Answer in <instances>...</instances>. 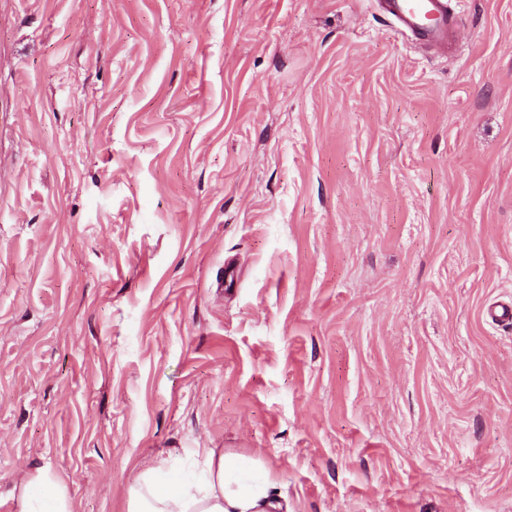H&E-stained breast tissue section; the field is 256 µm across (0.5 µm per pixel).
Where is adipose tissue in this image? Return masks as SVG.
<instances>
[{"instance_id": "ef3b65f1", "label": "adipose tissue", "mask_w": 512, "mask_h": 512, "mask_svg": "<svg viewBox=\"0 0 512 512\" xmlns=\"http://www.w3.org/2000/svg\"><path fill=\"white\" fill-rule=\"evenodd\" d=\"M270 474L258 460L213 448L161 455L128 487L126 512H278ZM22 512H71L64 488L29 480Z\"/></svg>"}]
</instances>
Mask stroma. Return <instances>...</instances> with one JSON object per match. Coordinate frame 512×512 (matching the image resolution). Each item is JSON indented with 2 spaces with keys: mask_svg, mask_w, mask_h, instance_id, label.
<instances>
[{
  "mask_svg": "<svg viewBox=\"0 0 512 512\" xmlns=\"http://www.w3.org/2000/svg\"><path fill=\"white\" fill-rule=\"evenodd\" d=\"M0 0V512L148 456L293 512H512V0ZM387 15L426 46L448 51L457 20L449 0H381Z\"/></svg>",
  "mask_w": 512,
  "mask_h": 512,
  "instance_id": "obj_1",
  "label": "stroma"
}]
</instances>
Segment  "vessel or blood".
<instances>
[{
    "label": "vessel or blood",
    "mask_w": 512,
    "mask_h": 512,
    "mask_svg": "<svg viewBox=\"0 0 512 512\" xmlns=\"http://www.w3.org/2000/svg\"><path fill=\"white\" fill-rule=\"evenodd\" d=\"M387 15L431 48L447 51L457 20L448 0H381Z\"/></svg>",
    "instance_id": "vessel-or-blood-1"
}]
</instances>
